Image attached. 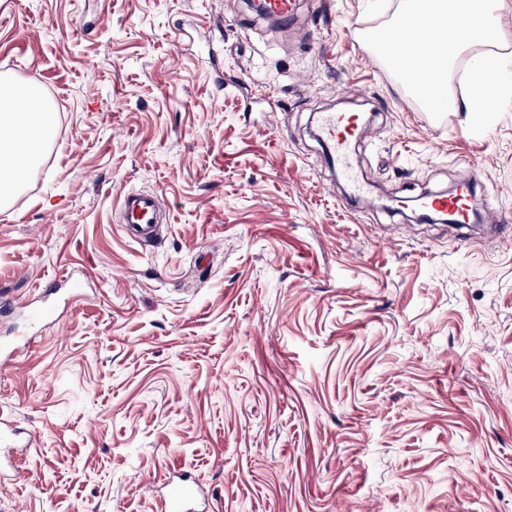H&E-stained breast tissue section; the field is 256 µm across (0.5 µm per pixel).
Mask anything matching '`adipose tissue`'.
<instances>
[{
	"label": "adipose tissue",
	"instance_id": "adipose-tissue-1",
	"mask_svg": "<svg viewBox=\"0 0 512 512\" xmlns=\"http://www.w3.org/2000/svg\"><path fill=\"white\" fill-rule=\"evenodd\" d=\"M51 115L35 79L0 80V204L6 203L40 155Z\"/></svg>",
	"mask_w": 512,
	"mask_h": 512
}]
</instances>
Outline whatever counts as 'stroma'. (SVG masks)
I'll return each mask as SVG.
<instances>
[{
  "label": "stroma",
  "mask_w": 512,
  "mask_h": 512,
  "mask_svg": "<svg viewBox=\"0 0 512 512\" xmlns=\"http://www.w3.org/2000/svg\"><path fill=\"white\" fill-rule=\"evenodd\" d=\"M400 5L0 0V77L53 126L0 211V409L32 436L0 512H157L180 469L215 512H512V230L367 206L316 135L370 104L368 193L474 169L512 215V107L433 119L362 39ZM260 13L269 19L288 22L293 19L299 9L297 0H260ZM121 222L135 240L155 238L160 230V199L152 192H127L120 199Z\"/></svg>",
  "instance_id": "obj_1"
}]
</instances>
